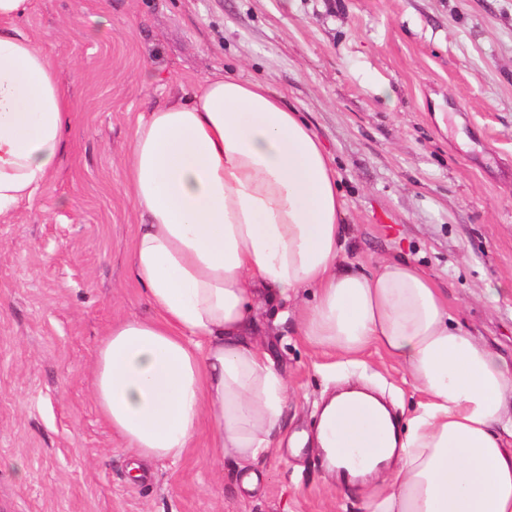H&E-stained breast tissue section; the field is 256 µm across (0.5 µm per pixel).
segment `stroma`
Segmentation results:
<instances>
[{
	"instance_id": "35a3bbf8",
	"label": "stroma",
	"mask_w": 512,
	"mask_h": 512,
	"mask_svg": "<svg viewBox=\"0 0 512 512\" xmlns=\"http://www.w3.org/2000/svg\"><path fill=\"white\" fill-rule=\"evenodd\" d=\"M17 24L62 61L75 110L58 173L0 223V512H365L310 443L253 465L251 490L202 432L130 480L90 367L114 323L153 315L130 272L132 132L216 71L269 85L336 172L346 262L414 259L511 358L512 0H29ZM260 332L293 392L288 434L315 435L352 386L402 420L424 401L395 360L345 363L269 309Z\"/></svg>"
}]
</instances>
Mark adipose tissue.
Here are the masks:
<instances>
[{"instance_id": "adipose-tissue-1", "label": "adipose tissue", "mask_w": 512, "mask_h": 512, "mask_svg": "<svg viewBox=\"0 0 512 512\" xmlns=\"http://www.w3.org/2000/svg\"><path fill=\"white\" fill-rule=\"evenodd\" d=\"M26 3L0 0L1 221L55 174L74 109L61 63L13 25ZM125 194L141 218L132 274L154 316L112 325L91 377L98 412L137 458L178 460L201 431L214 457L244 465L280 447L292 390L259 337L268 304L314 348L382 351L425 398L402 432L359 389L323 406L315 444L331 465L337 435L370 410L375 460L355 473L390 470L360 488L366 512H512V361L455 324L409 259L343 264L336 173L279 93L219 74L141 115Z\"/></svg>"}]
</instances>
